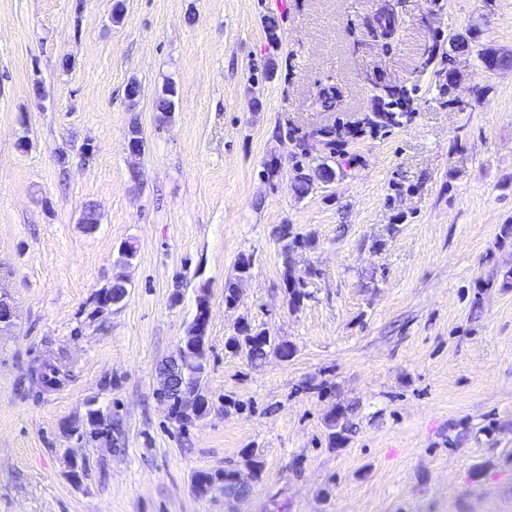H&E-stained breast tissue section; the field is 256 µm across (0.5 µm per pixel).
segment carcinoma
<instances>
[{
    "mask_svg": "<svg viewBox=\"0 0 512 512\" xmlns=\"http://www.w3.org/2000/svg\"><path fill=\"white\" fill-rule=\"evenodd\" d=\"M173 96H175V89L174 86L170 85L164 90L163 95L157 97L154 101L155 110L165 118L172 113L175 107L172 100ZM334 177V169L328 164L322 163L311 174H298L293 189L297 195L304 196L313 191L315 185L329 183L333 181ZM305 244H307L306 240L295 236L286 241L282 247L287 302L293 310L300 307L303 300L309 297V293L306 291V278L314 275L311 270L307 271L304 276H297L293 272L290 253L294 248ZM249 269V258L240 257L236 267L237 275L224 283L225 304L233 305L237 303L238 282L244 278ZM126 289V280H116L110 287L103 289L99 301L103 305L107 304L109 298L116 301L123 296ZM207 306L206 297L199 296L195 317L188 325L185 335L181 337L184 346L196 351V358L193 359L180 354L171 356L162 362L158 369V372L170 375L175 382L174 388L167 394V400L171 404L174 419L179 422L201 418L207 414L209 409L208 400L205 397L200 398L192 407H187L183 403L184 388L199 386L207 370L206 335L199 331V322ZM225 347L234 353L240 351L245 353L247 359L255 364L266 359L271 352L283 359L288 358L291 354V347L287 343L277 341L267 329L259 328L245 319L240 320V325L233 328V334L227 338ZM39 380L48 388L59 385L61 382L59 367L52 362L44 363L39 374ZM345 420L346 417L340 410L335 409L328 415L327 421L331 429L329 434L331 443L339 444L343 441V433L347 430ZM88 424L90 425V434L99 437L112 429V418L104 416L99 410H91L88 413ZM217 482L223 484L224 495L229 498L242 499L249 492V487L234 481L230 472L214 474L200 472L195 478L196 489L200 493L207 492Z\"/></svg>",
    "mask_w": 512,
    "mask_h": 512,
    "instance_id": "carcinoma-1",
    "label": "carcinoma"
}]
</instances>
